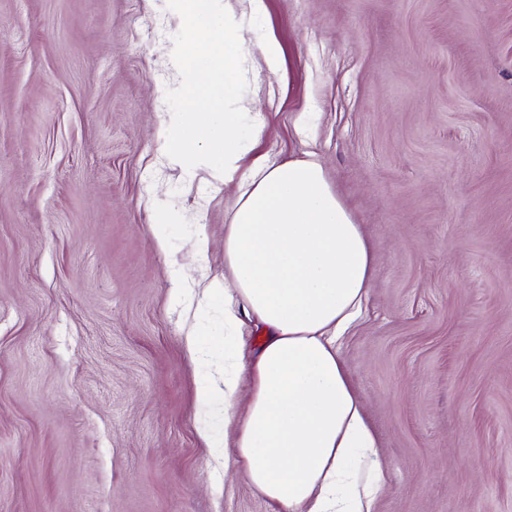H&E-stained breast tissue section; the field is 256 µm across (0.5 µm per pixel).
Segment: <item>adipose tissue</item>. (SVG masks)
Listing matches in <instances>:
<instances>
[{
  "instance_id": "1",
  "label": "adipose tissue",
  "mask_w": 512,
  "mask_h": 512,
  "mask_svg": "<svg viewBox=\"0 0 512 512\" xmlns=\"http://www.w3.org/2000/svg\"><path fill=\"white\" fill-rule=\"evenodd\" d=\"M184 5L207 38L188 64L196 109L167 148L221 160L225 184H236L238 207L224 227V325L245 311L266 333L244 410L236 408L243 352L231 336L223 387L202 389L198 401L235 431L225 469L243 471L288 512H374L385 473L339 347L368 296L370 246L314 153L240 175L250 115L237 80L252 48L241 21L198 0Z\"/></svg>"
}]
</instances>
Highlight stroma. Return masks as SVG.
<instances>
[{
    "mask_svg": "<svg viewBox=\"0 0 512 512\" xmlns=\"http://www.w3.org/2000/svg\"><path fill=\"white\" fill-rule=\"evenodd\" d=\"M265 4L241 166L315 152L373 253L374 512H512V0ZM201 42L181 0H0V512H281L199 433L238 198L166 154ZM257 47L263 68L271 74L277 73L282 62L281 46L274 40H263L257 43Z\"/></svg>",
    "mask_w": 512,
    "mask_h": 512,
    "instance_id": "1",
    "label": "stroma"
}]
</instances>
